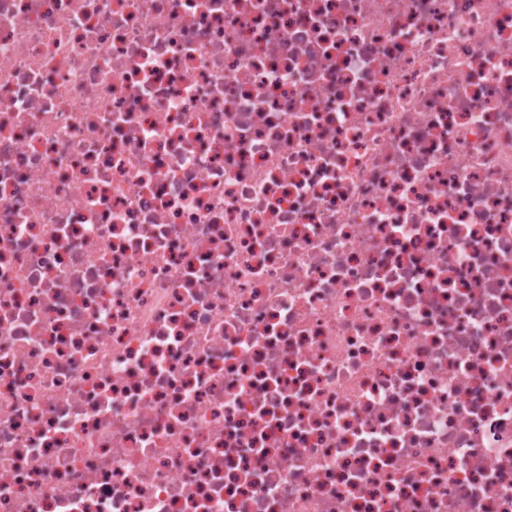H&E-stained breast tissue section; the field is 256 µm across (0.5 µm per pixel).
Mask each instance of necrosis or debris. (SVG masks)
<instances>
[{"label": "necrosis or debris", "mask_w": 512, "mask_h": 512, "mask_svg": "<svg viewBox=\"0 0 512 512\" xmlns=\"http://www.w3.org/2000/svg\"><path fill=\"white\" fill-rule=\"evenodd\" d=\"M0 512H512V0H0Z\"/></svg>", "instance_id": "obj_1"}]
</instances>
